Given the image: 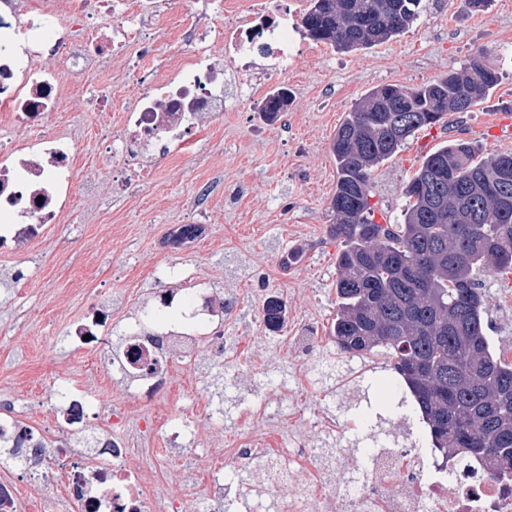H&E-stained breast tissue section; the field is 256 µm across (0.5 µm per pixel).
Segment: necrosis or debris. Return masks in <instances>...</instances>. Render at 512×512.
<instances>
[{
	"label": "necrosis or debris",
	"instance_id": "obj_1",
	"mask_svg": "<svg viewBox=\"0 0 512 512\" xmlns=\"http://www.w3.org/2000/svg\"><path fill=\"white\" fill-rule=\"evenodd\" d=\"M219 5L223 51L212 50L194 14L181 23L179 40L193 47L191 59H175L169 69L137 73L136 92L121 107L119 127L102 141L107 158L149 178L158 157H171L196 142L223 112L233 85H251L256 75L272 78L297 55L316 57L318 49L295 37L290 0H202ZM161 0H0V240L32 242L47 224L60 223L78 190L94 191L95 181H78L75 164L83 147L59 119L67 94L87 88L100 59L134 51L152 54V20ZM274 59L258 70V58ZM153 310H178L179 325L158 336L134 333L112 365V376L139 404L150 407L171 396L170 351L193 354L207 346L224 357V312L209 283L183 294L155 295ZM94 451L43 449V436L24 435L12 421L0 420V452L20 451V477L61 483L80 512H152L154 489L128 465L124 435L102 431ZM282 478L312 469L311 491L323 492L321 471L303 436L272 451ZM372 481L363 493L365 512H512V481L468 461L424 466L418 455L380 449Z\"/></svg>",
	"mask_w": 512,
	"mask_h": 512
}]
</instances>
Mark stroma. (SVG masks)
I'll list each match as a JSON object with an SVG mask.
<instances>
[{
	"mask_svg": "<svg viewBox=\"0 0 512 512\" xmlns=\"http://www.w3.org/2000/svg\"><path fill=\"white\" fill-rule=\"evenodd\" d=\"M191 9L190 0H170L155 20V55L135 63L111 60L99 80L61 106L66 126L84 143L77 167L94 176L96 190L78 194L38 244L0 247V400L13 402L4 417L53 435L60 412L48 396L62 385L82 392L92 412H121L133 449L130 465L145 477L160 475L166 496L186 500L188 512H205L200 490L209 478L240 487L241 470L230 451L244 439L273 433L285 442L298 431L312 448L327 443L336 450L324 473L336 492L311 505V512H333L337 496L370 483L375 434L415 453L432 444L424 425L406 418L391 398L386 356L349 358L328 339L305 355L294 344V336L310 326L327 334L336 316L340 243L329 233L328 206L337 182L330 142L370 88H415L485 51L499 69V85L472 111L448 114L446 125L417 132L378 168L371 185L377 221L399 218L406 181L439 144L461 138L488 152L511 150V143L491 139L488 131L500 117L512 119V0H489L479 13L465 10L461 0H424L418 21L389 41L350 53L320 44L316 58H294L259 90L264 96L287 88V124L263 120L249 86L235 89L223 117L192 152L158 163L153 179L135 194L114 199L113 164L101 153V129L117 126L124 99L135 88V69L159 67L180 50L176 27ZM101 95L108 96L110 111H99ZM196 218L207 234L195 251L163 249L170 225ZM162 266L209 282L236 304L224 320L225 418L213 413V361L206 349L190 359L174 351L171 377L179 397L146 408L112 383L107 351L79 346L71 334L74 324L101 305L111 306L114 330L132 324L159 290L152 272ZM19 268L25 280L11 286ZM479 282L486 334L496 350L508 351L512 284L489 273ZM269 291L286 306L284 326L276 333L263 325ZM329 364L351 376L332 392L317 383ZM326 413L335 417L339 435L322 430ZM149 415L189 421L191 450L140 436L138 427ZM247 481L252 512H268L299 493L306 477L295 475L275 491L258 474Z\"/></svg>",
	"mask_w": 512,
	"mask_h": 512,
	"instance_id": "1",
	"label": "stroma"
}]
</instances>
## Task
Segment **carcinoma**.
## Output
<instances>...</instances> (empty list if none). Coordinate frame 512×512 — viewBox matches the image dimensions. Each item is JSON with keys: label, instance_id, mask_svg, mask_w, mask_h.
<instances>
[{"label": "carcinoma", "instance_id": "obj_1", "mask_svg": "<svg viewBox=\"0 0 512 512\" xmlns=\"http://www.w3.org/2000/svg\"><path fill=\"white\" fill-rule=\"evenodd\" d=\"M421 0H310L307 34L349 51L385 42L420 16ZM500 81L477 55L413 89L371 88L330 143L338 179L329 210L336 256L340 352H383L412 395L443 458L477 460L512 475V362L485 333L479 272H512V152L483 155L464 139L440 146L407 182L395 224L375 221L374 171L416 132L468 112ZM288 103L279 92L264 113ZM283 304L270 295L263 320L275 332Z\"/></svg>", "mask_w": 512, "mask_h": 512}]
</instances>
